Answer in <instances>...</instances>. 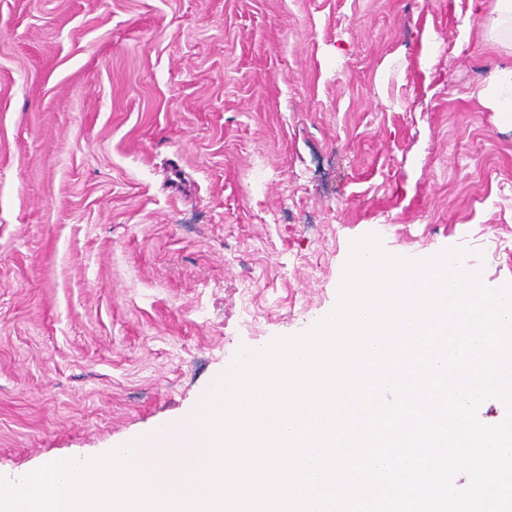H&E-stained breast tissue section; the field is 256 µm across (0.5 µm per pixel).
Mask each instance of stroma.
<instances>
[{"instance_id": "1", "label": "stroma", "mask_w": 512, "mask_h": 512, "mask_svg": "<svg viewBox=\"0 0 512 512\" xmlns=\"http://www.w3.org/2000/svg\"><path fill=\"white\" fill-rule=\"evenodd\" d=\"M496 0H0V472L193 410L354 241L512 281Z\"/></svg>"}]
</instances>
